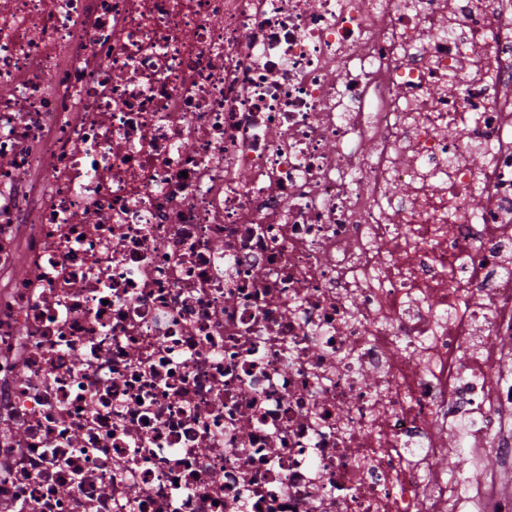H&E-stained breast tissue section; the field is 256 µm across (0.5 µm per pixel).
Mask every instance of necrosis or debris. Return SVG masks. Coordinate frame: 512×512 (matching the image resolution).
<instances>
[{"label": "necrosis or debris", "mask_w": 512, "mask_h": 512, "mask_svg": "<svg viewBox=\"0 0 512 512\" xmlns=\"http://www.w3.org/2000/svg\"><path fill=\"white\" fill-rule=\"evenodd\" d=\"M511 353L512 0H0V512H512ZM440 462L442 467L460 474L465 473L470 467L468 456L448 438Z\"/></svg>", "instance_id": "necrosis-or-debris-1"}]
</instances>
